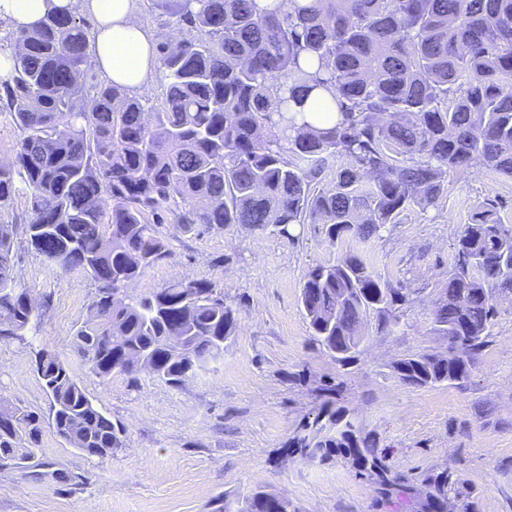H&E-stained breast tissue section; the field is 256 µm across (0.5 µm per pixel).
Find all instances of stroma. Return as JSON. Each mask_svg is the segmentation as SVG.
<instances>
[{"label":"stroma","instance_id":"stroma-1","mask_svg":"<svg viewBox=\"0 0 512 512\" xmlns=\"http://www.w3.org/2000/svg\"><path fill=\"white\" fill-rule=\"evenodd\" d=\"M512 224V180L490 172L451 174L436 208L411 213L382 236L331 245L315 225L295 240L237 226L185 234L167 225L170 255L129 287L147 294L180 276L223 288L238 311L223 359L173 388L142 373L100 381L73 335L95 286L14 246L18 287L49 304L25 341H0V397L48 415L34 352L57 354L89 397L126 428L112 456L88 459L43 426L42 457L86 475L72 492L0 472V512H214L254 492L286 499L288 512H512V303L498 304L487 347L460 386L412 387L397 360L443 354L431 330L435 284L448 272L452 240L482 202ZM348 254L393 285L417 292L391 330L367 335L356 360L339 365L310 338L301 305L306 271ZM355 425V441L310 456L292 445L322 411ZM445 508L429 506L443 477Z\"/></svg>","mask_w":512,"mask_h":512}]
</instances>
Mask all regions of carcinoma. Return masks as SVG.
I'll list each match as a JSON object with an SVG mask.
<instances>
[{"label": "carcinoma", "mask_w": 512, "mask_h": 512, "mask_svg": "<svg viewBox=\"0 0 512 512\" xmlns=\"http://www.w3.org/2000/svg\"><path fill=\"white\" fill-rule=\"evenodd\" d=\"M178 36L155 51L160 93L106 81L87 98L96 65L92 24L49 15L0 34L13 66L0 77V112L20 133L0 161V210L24 199L26 222L0 224V340L18 339L41 309L15 285L18 235L95 292L74 332L77 351L105 381L146 372L179 387L224 356L238 313L205 279L181 277L128 294L145 268L170 255L164 225L183 233L238 225L291 238L316 224L331 245L377 236L437 206L448 173L481 169L512 179V0H150ZM81 71L74 84L58 80ZM321 89L338 119L299 121L297 99ZM431 331L448 358L414 354L395 365L404 383L461 385L488 345L501 300L512 301V224L487 200L460 226L439 280ZM311 339L335 361L355 360L372 315L376 332L414 303L349 254L304 275ZM49 425L87 458L124 447L112 421L56 355L35 353ZM0 472L50 479L70 491L83 474L46 470L42 417L0 400ZM331 412L294 445L315 455L347 440Z\"/></svg>", "instance_id": "carcinoma-1"}]
</instances>
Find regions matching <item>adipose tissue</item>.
<instances>
[{
	"label": "adipose tissue",
	"mask_w": 512,
	"mask_h": 512,
	"mask_svg": "<svg viewBox=\"0 0 512 512\" xmlns=\"http://www.w3.org/2000/svg\"><path fill=\"white\" fill-rule=\"evenodd\" d=\"M80 11L95 20L90 48L103 75L131 90L142 89L156 69L155 36L136 16V0H0V22L32 27L47 14Z\"/></svg>",
	"instance_id": "adipose-tissue-1"
}]
</instances>
